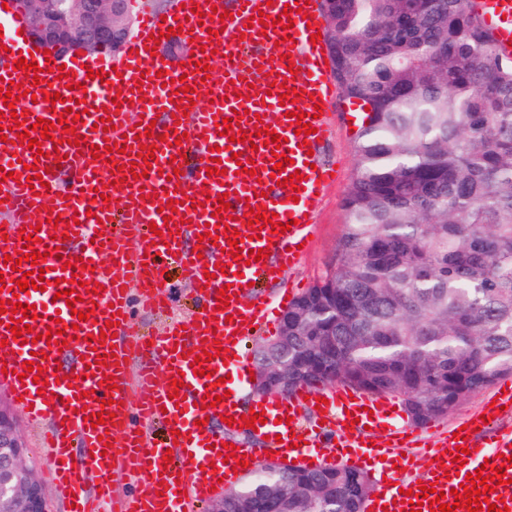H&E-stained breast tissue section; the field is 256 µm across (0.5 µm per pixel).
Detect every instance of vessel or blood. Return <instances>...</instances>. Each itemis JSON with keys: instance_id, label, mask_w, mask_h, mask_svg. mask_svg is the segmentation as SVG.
Wrapping results in <instances>:
<instances>
[{"instance_id": "vessel-or-blood-1", "label": "vessel or blood", "mask_w": 512, "mask_h": 512, "mask_svg": "<svg viewBox=\"0 0 512 512\" xmlns=\"http://www.w3.org/2000/svg\"><path fill=\"white\" fill-rule=\"evenodd\" d=\"M471 10L491 35L499 51L512 56V0H468ZM225 13L213 19L212 11ZM274 18L262 26L256 11ZM23 22L0 14V86L10 87L16 105L0 101V134L14 146L15 155L0 161L10 177L0 180V278L5 287L0 299L34 306L32 333L36 342L14 338L0 325V385L21 400L31 422L42 431V444L50 460V476L64 512H196L212 494L213 486L231 487L248 471L241 463L251 449L239 447L232 459H223L222 446L232 443L237 426L227 418L258 412L265 424L259 436L280 459L308 463L317 445H326L337 463L369 473L375 483L363 512H410L401 499L409 484L402 471L426 472L428 482L454 503L453 491L465 474L485 468L494 474L504 468L507 483L491 492L489 501L512 510V429L493 430L490 442L478 439L492 407L512 409V381L503 380L492 403L466 421L462 436L452 430L424 437L405 416L398 400L369 395L344 385L333 388L299 387L285 398H262L251 407L238 405L236 394L250 383L251 362L244 351L248 336L275 326L277 313L294 299L290 289L278 291L270 301L265 288L284 279L305 256L313 217L335 166L321 151L331 133L328 111L336 97V79L324 41H312V32L326 31L327 20L316 4L300 6L295 0H181L170 18L146 11L138 30L117 59L93 62L78 59L60 63L43 53L32 56L37 77L15 67L26 38ZM199 44L183 64H169L153 55L167 45L168 29ZM210 60L211 70L197 74L195 66ZM64 68L57 79L54 71ZM95 77H88V70ZM185 79L192 93L179 91ZM50 84L62 100L46 102L42 84ZM300 91L296 103H280L283 87ZM322 112H315L316 104ZM83 114L75 132L80 145L64 140L57 121L65 109ZM241 112L240 127L247 139L229 141L218 128L223 118ZM311 116L313 134L296 136V114ZM56 122L51 138L40 150L30 149L18 137L19 121ZM275 130L283 136L280 151L286 164H278L271 146L258 131ZM152 129L149 143L154 154L140 147V135ZM114 144L107 161L90 153L91 146ZM223 172L208 174L213 162ZM255 171L239 172L242 163ZM44 172V188L27 185L28 165ZM282 176L301 173L296 188L278 185ZM227 194L229 211H220L217 197ZM266 206L286 224L283 232L270 225L249 223L246 211ZM59 215L58 224L47 221ZM166 226L162 235L151 225ZM38 226L39 252L45 253L48 284L45 290L19 289L17 282L30 263L13 270L4 255L22 250L23 231ZM241 233L243 250L266 251V258L247 263L226 253L228 233ZM198 242L197 252L188 245ZM82 259L84 269H69ZM178 263L191 285L196 311L186 321L168 319L172 291L161 271L166 262ZM221 265L216 277H205L206 266ZM78 279L79 300L67 306L56 295V280ZM104 289L91 293L89 285ZM226 289L228 306H221L219 289ZM156 316L149 333L129 311L130 302ZM92 313V320L76 321L75 311ZM118 315L112 336L105 322ZM60 316L70 340L57 349L45 334L53 316ZM230 351L229 359L216 357L217 347ZM211 353L194 374L190 354ZM105 364H97L98 356ZM44 370L45 386L23 376L25 361ZM115 389H108L106 376ZM184 385L173 388V378ZM218 397L217 406H204L206 395ZM326 399L324 419L304 422L305 410ZM105 412L112 419L91 426L85 414ZM382 429L380 440L365 439L366 427ZM302 444H294V436ZM470 453L455 462L456 446ZM172 462H165V455ZM132 471L136 489L115 494L116 469Z\"/></svg>"}]
</instances>
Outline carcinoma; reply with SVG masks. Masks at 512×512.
<instances>
[{
	"label": "carcinoma",
	"mask_w": 512,
	"mask_h": 512,
	"mask_svg": "<svg viewBox=\"0 0 512 512\" xmlns=\"http://www.w3.org/2000/svg\"><path fill=\"white\" fill-rule=\"evenodd\" d=\"M336 80L370 106L333 273L288 305V393L341 383L412 424L512 376V57L466 0H339ZM370 476L266 464L225 512H363Z\"/></svg>",
	"instance_id": "cac0c4a2"
}]
</instances>
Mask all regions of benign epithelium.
Here are the masks:
<instances>
[{
  "label": "benign epithelium",
  "mask_w": 512,
  "mask_h": 512,
  "mask_svg": "<svg viewBox=\"0 0 512 512\" xmlns=\"http://www.w3.org/2000/svg\"><path fill=\"white\" fill-rule=\"evenodd\" d=\"M35 43L59 56L73 52L119 54L132 27L128 0H8ZM252 393L284 396L288 371H254ZM0 512H47L36 468L15 417L0 406Z\"/></svg>",
  "instance_id": "1"
}]
</instances>
